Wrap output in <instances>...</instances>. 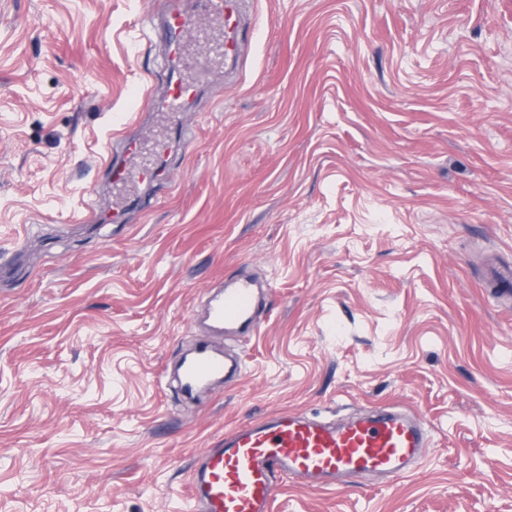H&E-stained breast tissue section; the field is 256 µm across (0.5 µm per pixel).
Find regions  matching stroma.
I'll return each instance as SVG.
<instances>
[{"label":"stroma","instance_id":"35a3bbf8","mask_svg":"<svg viewBox=\"0 0 512 512\" xmlns=\"http://www.w3.org/2000/svg\"><path fill=\"white\" fill-rule=\"evenodd\" d=\"M144 6L0 0V512H193L225 431L391 402L433 435L414 475L273 512H512V0H254L251 58L116 215L107 136L164 84ZM235 275L273 288L224 339L244 373L183 405L162 369ZM512 285V268L509 266H493L486 277V287L491 288L494 297L499 300H507L509 285Z\"/></svg>","mask_w":512,"mask_h":512}]
</instances>
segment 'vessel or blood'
<instances>
[{"label":"vessel or blood","instance_id":"obj_1","mask_svg":"<svg viewBox=\"0 0 512 512\" xmlns=\"http://www.w3.org/2000/svg\"><path fill=\"white\" fill-rule=\"evenodd\" d=\"M200 10L187 0H169L163 17L145 13L164 45V90L156 108L163 120L151 137L115 136L119 150L110 158L108 177L117 195L159 180L162 169L153 156H165L171 141L186 142L190 132L179 123L189 111L208 76L202 61L193 59L191 45H203L209 56L239 65L251 42L243 36L244 0H199ZM485 284L496 299L512 295V268L492 267ZM263 287L236 278L212 293L205 321L212 334L185 354L177 367L182 397L192 400L222 381L239 380L242 365L227 354L221 335L253 336L260 329L257 312ZM430 434L415 414L386 404L371 413L336 424L312 419L298 411L269 415L225 432L195 459L188 495L196 512H272L279 481L288 479L312 489L332 488L355 478L406 477L418 467Z\"/></svg>","mask_w":512,"mask_h":512}]
</instances>
